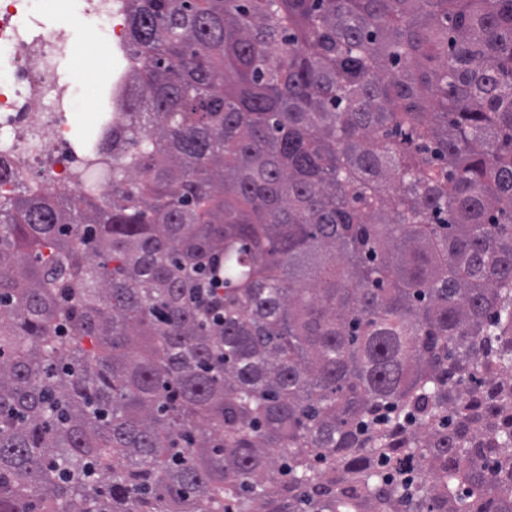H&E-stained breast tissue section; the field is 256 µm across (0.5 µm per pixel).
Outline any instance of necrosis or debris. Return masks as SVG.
I'll use <instances>...</instances> for the list:
<instances>
[{
	"mask_svg": "<svg viewBox=\"0 0 512 512\" xmlns=\"http://www.w3.org/2000/svg\"><path fill=\"white\" fill-rule=\"evenodd\" d=\"M83 12L104 20L110 63L108 112L127 111L130 67L124 0H83ZM73 50L64 21H43L29 0L0 6V159L9 161L33 187L79 182L83 191L109 188L106 171L86 165L72 142V86L59 77L61 60Z\"/></svg>",
	"mask_w": 512,
	"mask_h": 512,
	"instance_id": "4bbe7bcc",
	"label": "necrosis or debris"
}]
</instances>
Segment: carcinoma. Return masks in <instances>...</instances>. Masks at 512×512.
<instances>
[{"label": "carcinoma", "instance_id": "cac0c4a2", "mask_svg": "<svg viewBox=\"0 0 512 512\" xmlns=\"http://www.w3.org/2000/svg\"><path fill=\"white\" fill-rule=\"evenodd\" d=\"M126 10L110 191L0 194V512H512V0Z\"/></svg>", "mask_w": 512, "mask_h": 512}]
</instances>
